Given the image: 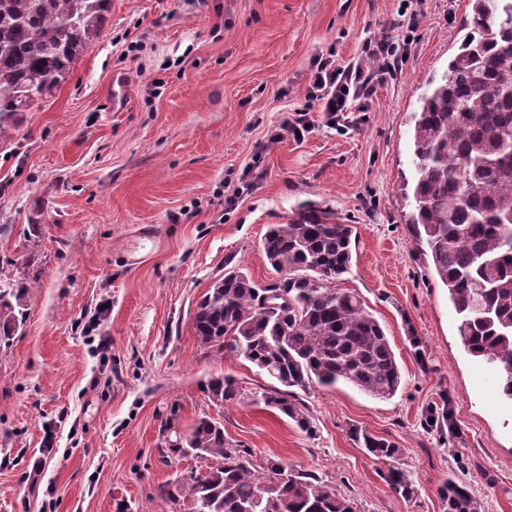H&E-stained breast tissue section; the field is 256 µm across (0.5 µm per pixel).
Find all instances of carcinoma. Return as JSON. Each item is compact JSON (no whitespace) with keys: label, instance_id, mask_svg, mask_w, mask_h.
Listing matches in <instances>:
<instances>
[{"label":"carcinoma","instance_id":"carcinoma-1","mask_svg":"<svg viewBox=\"0 0 512 512\" xmlns=\"http://www.w3.org/2000/svg\"><path fill=\"white\" fill-rule=\"evenodd\" d=\"M110 0H0V137L14 115L28 111L68 80L79 57L102 34ZM487 0H471L459 51L429 82L412 114V198L407 224L426 248L447 288L467 352L495 368L512 399V0L486 19ZM352 226L314 205L273 224L260 256L278 274L268 285L232 267L198 303L192 327L199 343L243 358L278 385L263 394L269 408L298 428H312L299 392L349 384L377 399L394 396L402 369L382 325L359 294L337 287L352 263ZM30 289L0 286V342L25 320ZM208 401L241 395L231 376L211 379ZM352 441L379 461L396 458L393 442L354 428ZM172 447L212 459L210 471L160 490L188 500L189 512H356L355 502L314 471L268 458L249 459L224 437V425L203 415ZM386 481L412 493L407 474ZM447 512H482L465 484L441 489Z\"/></svg>","mask_w":512,"mask_h":512}]
</instances>
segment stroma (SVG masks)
Wrapping results in <instances>:
<instances>
[{
    "mask_svg": "<svg viewBox=\"0 0 512 512\" xmlns=\"http://www.w3.org/2000/svg\"><path fill=\"white\" fill-rule=\"evenodd\" d=\"M403 12L412 31L397 26ZM470 13L471 0H110L70 78L0 138V281L32 287L23 326L0 345V512H187L159 489L211 462L172 451L163 425L186 432L205 414L254 461L315 471L358 512H446L451 478L483 512H512V400L466 352L403 190L411 114ZM386 34L411 39L392 76L327 126L306 96L315 59L349 62ZM300 108L310 131L274 139ZM305 205L353 225L341 286L381 323L403 373L386 400L312 387L310 434L264 404L272 378L201 348L192 329L225 269L273 282L261 240ZM224 376L242 396L217 407L203 388ZM446 404L451 433L426 424ZM355 427L400 448L392 465L411 497L355 445Z\"/></svg>",
    "mask_w": 512,
    "mask_h": 512,
    "instance_id": "stroma-1",
    "label": "stroma"
}]
</instances>
